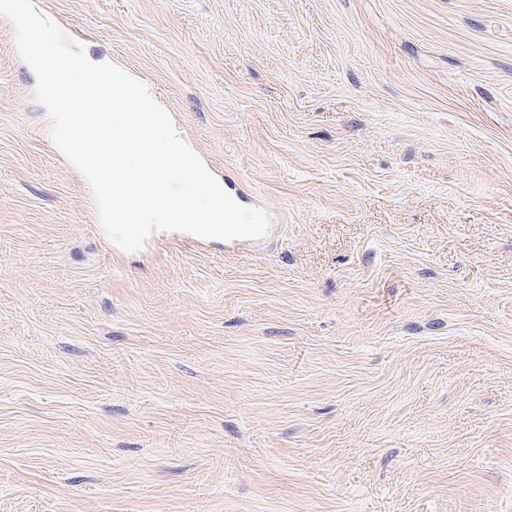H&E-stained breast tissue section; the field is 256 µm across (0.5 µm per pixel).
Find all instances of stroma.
Wrapping results in <instances>:
<instances>
[{
	"label": "stroma",
	"mask_w": 512,
	"mask_h": 512,
	"mask_svg": "<svg viewBox=\"0 0 512 512\" xmlns=\"http://www.w3.org/2000/svg\"><path fill=\"white\" fill-rule=\"evenodd\" d=\"M263 240L103 231L0 16V512H512V0H34Z\"/></svg>",
	"instance_id": "obj_1"
}]
</instances>
